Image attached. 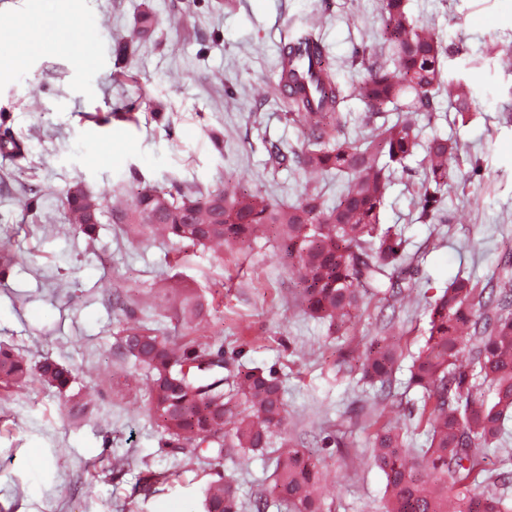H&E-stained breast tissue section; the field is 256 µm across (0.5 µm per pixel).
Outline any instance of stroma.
I'll return each mask as SVG.
<instances>
[{"mask_svg": "<svg viewBox=\"0 0 512 512\" xmlns=\"http://www.w3.org/2000/svg\"><path fill=\"white\" fill-rule=\"evenodd\" d=\"M0 0V131L16 154L0 153V344L35 365L70 369L66 396L29 379L0 381V512H204L207 485L233 480L241 512H280L263 497L273 453L215 457L160 447L148 410L152 382L116 346L120 332L147 325L175 343L195 340L239 364L273 370L282 382L288 434L323 473L325 512H374L385 495L380 471L353 462L371 433L351 409L371 404L358 378L337 379L349 341L391 336L404 353L425 343L424 298L463 273L484 281L512 257V71L483 62L512 45V0H409L408 11L455 51L447 76L473 90L469 124L437 117L424 137L456 138L444 223L417 220L405 174H395L382 212L401 227L408 258L393 274L418 301L369 306L345 335L305 314L294 260L274 231L246 243L184 247L150 229L123 231L102 215L93 238L75 233L62 201L77 187L130 202L145 186L246 190L293 204L322 189L334 203L343 179L273 168L266 143L300 148L304 126L288 122L277 88L281 35L314 31L348 87L382 52L380 0ZM151 12L155 26L139 33ZM64 14L96 33L95 65L80 70L62 45L22 48L45 17ZM130 42L135 81L113 79L114 50ZM201 316L182 315L188 290ZM347 445L340 448L336 437Z\"/></svg>", "mask_w": 512, "mask_h": 512, "instance_id": "obj_1", "label": "stroma"}]
</instances>
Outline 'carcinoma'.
Masks as SVG:
<instances>
[{
  "label": "carcinoma",
  "instance_id": "obj_1",
  "mask_svg": "<svg viewBox=\"0 0 512 512\" xmlns=\"http://www.w3.org/2000/svg\"><path fill=\"white\" fill-rule=\"evenodd\" d=\"M382 3L383 40L395 57L396 72L369 64L358 92L368 118L383 116L394 104L396 120L373 125L361 139L346 137L345 89L328 68L315 90L322 111H310L311 101L304 96L290 98L289 120L310 127L302 148L289 153L278 143L266 147L275 168L295 164L346 178L335 204H326L315 188L296 204L280 205L244 191L146 186L126 207L112 208V223L139 226L150 212L154 223L148 228L193 246L242 242L272 227L281 251L296 260L306 312L328 321L336 333L347 330L374 298L402 301L408 289L382 281L405 261L402 230L381 223L391 174L398 169L412 173L407 161L423 148L421 173L411 182L417 220H447L442 189L459 143L437 134L422 141L419 118L433 117L446 102L468 120L472 91L463 78L443 77L448 46L409 14L407 0ZM89 199L98 213L105 211L104 202L82 188L68 191L63 201L75 231L88 237L96 229L84 218ZM427 313L428 337L411 355L407 381V388L421 392L424 447H410L403 427L377 419L378 427L365 439L364 457L385 477L384 512H512L482 454L499 448L512 420V267L503 262L494 283L455 276L427 302ZM119 347L151 377L150 410L163 447L196 449L205 442L220 452L233 448L246 455L277 443L271 497L285 512H324L322 472L284 434L287 409L274 372L241 365L226 385L224 377L197 365L209 351L207 344L187 342L176 349L169 337L147 328L125 331ZM362 347L358 359L353 348L340 354L336 378L358 374L372 386L391 389L403 351L390 336H375ZM31 375L61 394L72 383L66 367L46 359L32 369L0 345V378L18 384ZM203 508L239 512L236 487L224 477L210 482Z\"/></svg>",
  "mask_w": 512,
  "mask_h": 512
}]
</instances>
